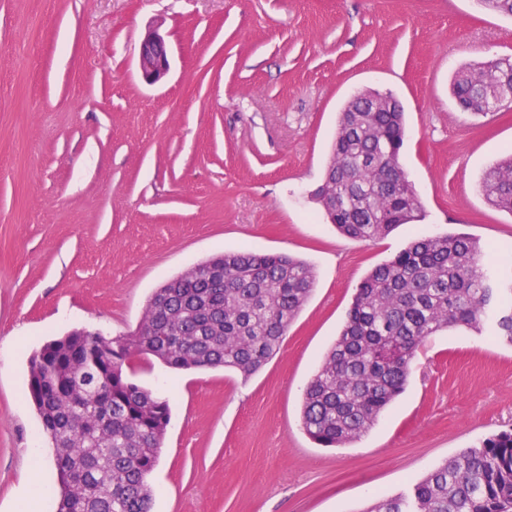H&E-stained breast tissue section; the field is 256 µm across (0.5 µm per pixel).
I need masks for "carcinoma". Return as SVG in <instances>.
<instances>
[{"label": "carcinoma", "mask_w": 512, "mask_h": 512, "mask_svg": "<svg viewBox=\"0 0 512 512\" xmlns=\"http://www.w3.org/2000/svg\"><path fill=\"white\" fill-rule=\"evenodd\" d=\"M458 108L486 115L512 98V60L459 71ZM404 110L391 93L362 90L340 113L325 179L345 237L367 241L422 220V202L401 161ZM479 190L512 214V153L483 174ZM464 232L425 237L360 283L346 322L304 392L305 433L323 447L360 440L405 390L419 347L440 332H481L492 320L512 345V278L482 263ZM315 287L306 263L286 254L226 252L185 280L156 289L136 330L106 338L73 330L30 359L28 396L55 448L57 512H151L148 478L170 419L166 399L137 384L132 360L174 369L224 367L249 377L280 349ZM363 512H512V426L463 448L403 494Z\"/></svg>", "instance_id": "obj_1"}]
</instances>
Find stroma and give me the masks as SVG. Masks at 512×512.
I'll return each mask as SVG.
<instances>
[{"instance_id": "stroma-1", "label": "stroma", "mask_w": 512, "mask_h": 512, "mask_svg": "<svg viewBox=\"0 0 512 512\" xmlns=\"http://www.w3.org/2000/svg\"><path fill=\"white\" fill-rule=\"evenodd\" d=\"M156 28L170 71L146 84ZM512 58V17L475 0H0V512L44 488L53 450L26 398L29 359L74 329L115 337L156 288L227 250L306 262L315 287L250 378L137 360L170 423L153 512H364L512 425V346L492 327L420 349L405 392L362 439L323 448L304 389L366 274L409 241L461 231L512 271V214L477 191L512 149V106L460 111V68ZM406 113L402 159L426 217L339 234L312 198L360 90Z\"/></svg>"}]
</instances>
